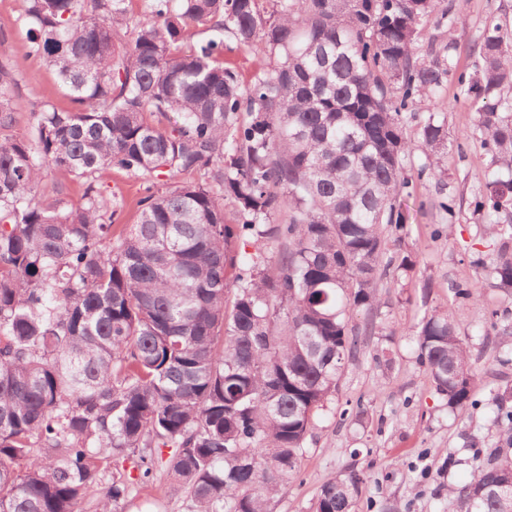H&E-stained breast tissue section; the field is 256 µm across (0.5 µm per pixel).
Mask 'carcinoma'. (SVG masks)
<instances>
[{
	"instance_id": "1",
	"label": "carcinoma",
	"mask_w": 512,
	"mask_h": 512,
	"mask_svg": "<svg viewBox=\"0 0 512 512\" xmlns=\"http://www.w3.org/2000/svg\"><path fill=\"white\" fill-rule=\"evenodd\" d=\"M131 2L23 0L30 54L72 107L0 139V512H122L163 448L188 512H273L356 347L354 314L373 331L378 280L411 270L387 251L414 182L454 212L447 121L429 107L450 79L496 167L471 202L495 240L478 264L512 293V31L486 26L466 71L446 0ZM428 24L446 38L421 55ZM199 27L213 37L185 50ZM226 38L270 63L242 81ZM18 71L0 61V128ZM107 167L182 180L146 187L117 230L120 200L95 185ZM49 169L85 180L79 203L43 198ZM411 335L448 407L473 404L451 314ZM490 400L497 440L448 488L455 512H512V385ZM362 483L336 473L312 512H352Z\"/></svg>"
}]
</instances>
